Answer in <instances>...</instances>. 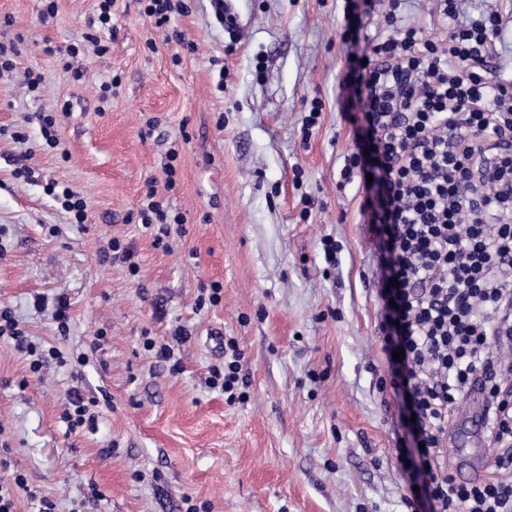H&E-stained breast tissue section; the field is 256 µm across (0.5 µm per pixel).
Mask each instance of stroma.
Instances as JSON below:
<instances>
[{"label":"stroma","mask_w":512,"mask_h":512,"mask_svg":"<svg viewBox=\"0 0 512 512\" xmlns=\"http://www.w3.org/2000/svg\"><path fill=\"white\" fill-rule=\"evenodd\" d=\"M185 2L164 30L139 0H117L110 52L65 67L45 47L81 42L95 0H55L49 18L45 0H0V43L21 51L0 75V307L68 361L36 376L0 340V483L21 471L58 512H183L187 495L207 512H428L405 503L400 404L380 386L375 242L357 182L341 177L355 140L338 109L339 0ZM460 6L506 14L493 55L512 73V0ZM30 71L43 79L34 95ZM47 114L56 150L43 146ZM150 180L186 219L161 247L134 221ZM51 182L85 196L87 223H72ZM114 238L134 250L137 274L106 259ZM327 238L340 246L332 263ZM216 282L220 303L198 306ZM58 295L64 337L54 306L35 305ZM177 328L187 340L175 373L144 340ZM230 338L244 353L232 399L205 383ZM75 387L101 401L95 431L67 433L60 419Z\"/></svg>","instance_id":"stroma-1"}]
</instances>
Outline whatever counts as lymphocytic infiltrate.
Instances as JSON below:
<instances>
[{
  "label": "lymphocytic infiltrate",
  "instance_id": "1",
  "mask_svg": "<svg viewBox=\"0 0 512 512\" xmlns=\"http://www.w3.org/2000/svg\"><path fill=\"white\" fill-rule=\"evenodd\" d=\"M403 0H343L350 71L338 100L357 142L344 180H358L377 245L378 334L389 386L416 445L404 452L418 498L432 512H512V78L493 64L500 14L456 24L458 0H434L455 26L432 40L397 22ZM383 30L360 45L364 19ZM29 370L64 365L56 347L32 342L0 308V340ZM243 354L235 339L208 384L236 390ZM494 403L490 437L497 475L461 481L442 443L474 387Z\"/></svg>",
  "mask_w": 512,
  "mask_h": 512
}]
</instances>
